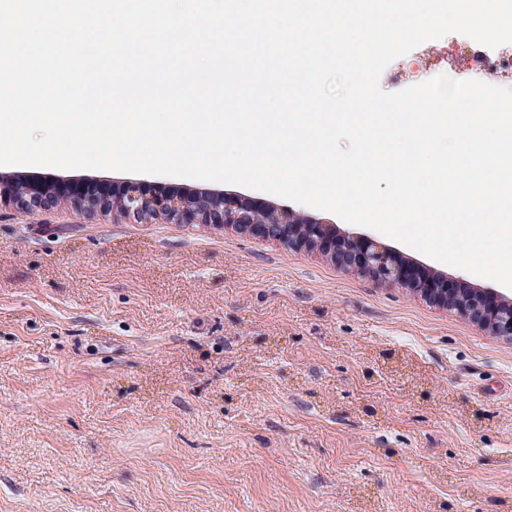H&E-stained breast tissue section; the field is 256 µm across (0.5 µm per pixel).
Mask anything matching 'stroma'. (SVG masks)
I'll return each mask as SVG.
<instances>
[{
  "label": "stroma",
  "instance_id": "35a3bbf8",
  "mask_svg": "<svg viewBox=\"0 0 512 512\" xmlns=\"http://www.w3.org/2000/svg\"><path fill=\"white\" fill-rule=\"evenodd\" d=\"M467 41L382 89L512 87ZM0 512H512V341L258 236L2 211Z\"/></svg>",
  "mask_w": 512,
  "mask_h": 512
}]
</instances>
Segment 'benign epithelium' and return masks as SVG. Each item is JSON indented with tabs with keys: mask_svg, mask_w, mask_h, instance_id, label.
<instances>
[{
	"mask_svg": "<svg viewBox=\"0 0 512 512\" xmlns=\"http://www.w3.org/2000/svg\"><path fill=\"white\" fill-rule=\"evenodd\" d=\"M64 179H32L22 172L0 171V210L36 216L51 209H73L88 216H112L148 224H208L246 231L270 241L302 250L317 247L346 271L367 273L385 283L405 285L428 301L446 306L476 322L496 336L512 338V297L486 292L459 278L448 285V276L429 277L398 261L378 239L353 231L339 232L303 211L273 204L258 206L250 199L231 198L222 190L187 186L178 192H148L136 181H127L110 194L89 184L76 196L65 194Z\"/></svg>",
	"mask_w": 512,
	"mask_h": 512,
	"instance_id": "1",
	"label": "benign epithelium"
}]
</instances>
